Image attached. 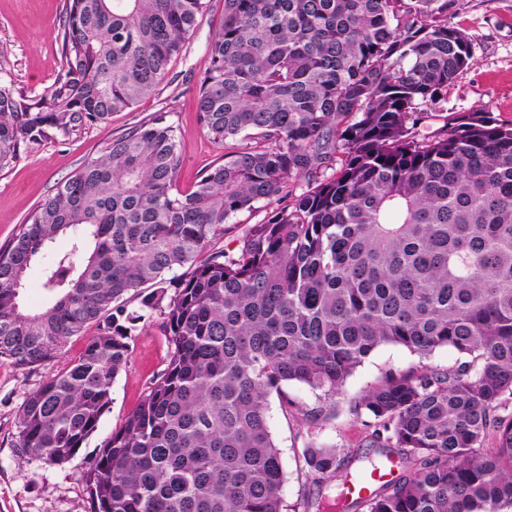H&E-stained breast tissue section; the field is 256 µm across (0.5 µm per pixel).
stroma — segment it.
<instances>
[{
  "label": "stroma",
  "instance_id": "stroma-1",
  "mask_svg": "<svg viewBox=\"0 0 512 512\" xmlns=\"http://www.w3.org/2000/svg\"><path fill=\"white\" fill-rule=\"evenodd\" d=\"M65 5L66 0H0V69L10 74L18 90L42 92L59 71ZM223 13L224 0H209L206 14L152 96L113 113L107 121L83 126L68 138L34 145L13 167L0 171V246L12 239L28 213L59 182L113 138L155 113L167 112L176 128L180 188H191L203 171L222 162L223 145L208 140L200 127L195 88ZM450 22L470 39L474 62L448 90V115L481 110L512 122V0H457ZM95 332V327H88L84 335L70 340L65 355L35 369L0 361V512H89V460L137 407L168 361V341L156 319L138 323L129 361L112 384L111 407L70 462L58 466L24 456L16 440L26 396L77 359ZM418 362L404 347L383 345L335 396L298 382L285 385L283 396H271L268 426L286 474L284 512H316L318 501L335 495L333 484L317 482L305 466L302 451L309 441L336 447L348 471L368 466L366 453L375 423L357 412L355 404L386 375L408 371Z\"/></svg>",
  "mask_w": 512,
  "mask_h": 512
}]
</instances>
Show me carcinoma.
Masks as SVG:
<instances>
[{
	"instance_id": "1",
	"label": "carcinoma",
	"mask_w": 512,
	"mask_h": 512,
	"mask_svg": "<svg viewBox=\"0 0 512 512\" xmlns=\"http://www.w3.org/2000/svg\"><path fill=\"white\" fill-rule=\"evenodd\" d=\"M455 2L224 0L196 93L224 161L180 189L159 112L0 249L1 361L44 365L97 327L25 398V456L68 463L110 408L137 323L162 319L168 362L92 459L90 512H283L269 397L294 381L334 396L383 344L465 361L390 374L356 403L378 454L397 448L416 468L351 505L512 512V122L445 114L473 64L448 24ZM207 4L67 0L53 82L27 95L0 75V171L154 94ZM259 203L234 247L210 248ZM64 235L71 248L44 271L50 302L24 310L31 263ZM303 460L345 490L378 469L354 475L334 447Z\"/></svg>"
}]
</instances>
